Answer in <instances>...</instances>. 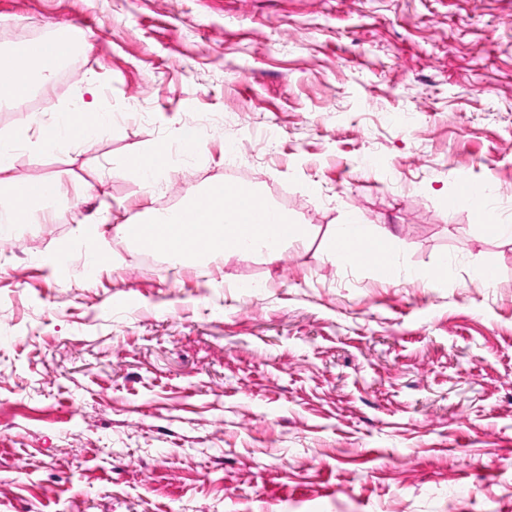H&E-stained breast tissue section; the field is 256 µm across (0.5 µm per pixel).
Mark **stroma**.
Returning <instances> with one entry per match:
<instances>
[{
	"instance_id": "obj_1",
	"label": "stroma",
	"mask_w": 512,
	"mask_h": 512,
	"mask_svg": "<svg viewBox=\"0 0 512 512\" xmlns=\"http://www.w3.org/2000/svg\"><path fill=\"white\" fill-rule=\"evenodd\" d=\"M62 27L0 134L90 76L115 131L8 172L69 201L0 238V512H512V241L460 197L512 224V0H0V48ZM180 129L161 189L113 176ZM224 182L313 233L180 269L113 231ZM353 217L395 283L323 254Z\"/></svg>"
}]
</instances>
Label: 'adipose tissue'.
<instances>
[{"instance_id": "adipose-tissue-1", "label": "adipose tissue", "mask_w": 512, "mask_h": 512, "mask_svg": "<svg viewBox=\"0 0 512 512\" xmlns=\"http://www.w3.org/2000/svg\"><path fill=\"white\" fill-rule=\"evenodd\" d=\"M64 60L45 54L30 53L27 44L9 50H0V102L15 107L23 106L39 90H46L56 74L64 67ZM87 96L79 100L73 110L61 113L57 119L44 121L33 119L30 123L15 128L0 136V234L17 224H30L36 219L43 205L62 197L64 190L53 181H28L7 178L9 158L19 148L35 145L52 152L64 145L90 147L95 137L112 132V119L93 98L94 86H87ZM80 124L81 137H72L69 128ZM171 145L160 140L148 148L126 154L114 168V175L143 178L152 175L161 179L170 170ZM358 238L370 244L378 254H386L392 234L376 232L369 225L358 221L332 228L323 236L324 254L331 259L344 258L340 243L349 238Z\"/></svg>"}]
</instances>
